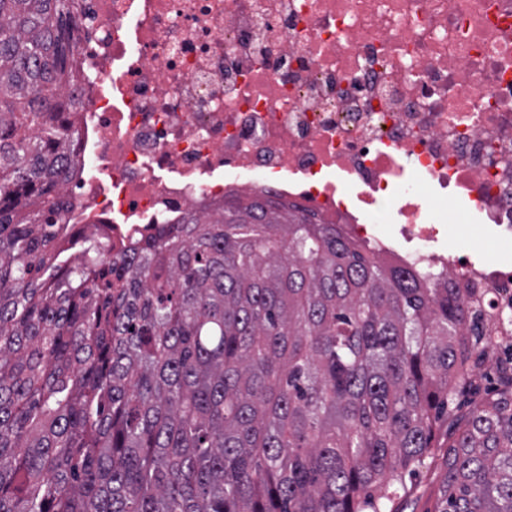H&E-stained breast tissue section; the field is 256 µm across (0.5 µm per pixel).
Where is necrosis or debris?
I'll list each match as a JSON object with an SVG mask.
<instances>
[{
  "instance_id": "1",
  "label": "necrosis or debris",
  "mask_w": 512,
  "mask_h": 512,
  "mask_svg": "<svg viewBox=\"0 0 512 512\" xmlns=\"http://www.w3.org/2000/svg\"><path fill=\"white\" fill-rule=\"evenodd\" d=\"M58 221L113 250L233 192L370 239L512 313V261L441 253L434 202L512 238V0H72Z\"/></svg>"
}]
</instances>
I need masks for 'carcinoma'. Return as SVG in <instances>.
I'll list each match as a JSON object with an SVG mask.
<instances>
[{
  "mask_svg": "<svg viewBox=\"0 0 512 512\" xmlns=\"http://www.w3.org/2000/svg\"><path fill=\"white\" fill-rule=\"evenodd\" d=\"M69 6L0 0V512H396L496 347L475 289L268 199L115 255L54 223ZM502 381L435 512H512Z\"/></svg>",
  "mask_w": 512,
  "mask_h": 512,
  "instance_id": "1",
  "label": "carcinoma"
}]
</instances>
